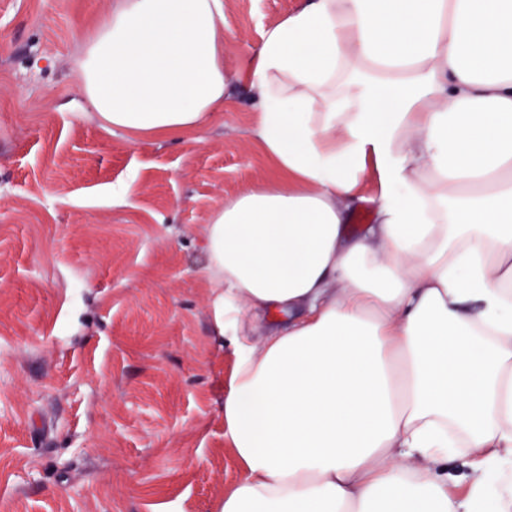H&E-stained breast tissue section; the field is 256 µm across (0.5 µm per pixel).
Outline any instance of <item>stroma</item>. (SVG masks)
Segmentation results:
<instances>
[{
    "mask_svg": "<svg viewBox=\"0 0 512 512\" xmlns=\"http://www.w3.org/2000/svg\"><path fill=\"white\" fill-rule=\"evenodd\" d=\"M112 3L0 0V512H214L238 477L199 232L269 171L242 64L299 0H224V107L166 140L86 113Z\"/></svg>",
    "mask_w": 512,
    "mask_h": 512,
    "instance_id": "stroma-1",
    "label": "stroma"
}]
</instances>
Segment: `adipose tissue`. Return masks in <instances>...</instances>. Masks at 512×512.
<instances>
[{
  "instance_id": "obj_1",
  "label": "adipose tissue",
  "mask_w": 512,
  "mask_h": 512,
  "mask_svg": "<svg viewBox=\"0 0 512 512\" xmlns=\"http://www.w3.org/2000/svg\"><path fill=\"white\" fill-rule=\"evenodd\" d=\"M225 40L224 0H118L74 73L104 129L181 136ZM245 69L273 172L201 231L216 512H512V0H300Z\"/></svg>"
}]
</instances>
